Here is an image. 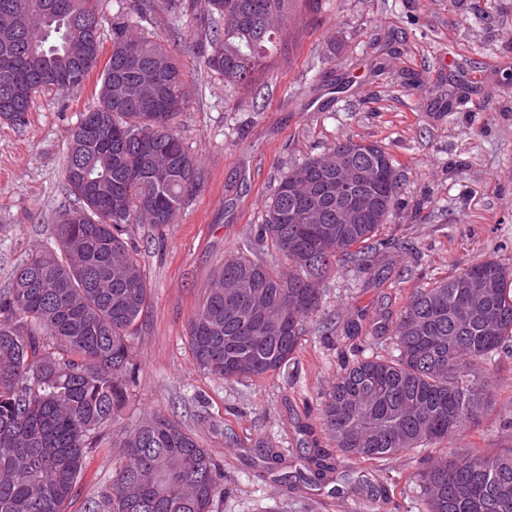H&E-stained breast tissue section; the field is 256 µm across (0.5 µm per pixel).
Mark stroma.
Here are the masks:
<instances>
[{"instance_id": "35a3bbf8", "label": "stroma", "mask_w": 512, "mask_h": 512, "mask_svg": "<svg viewBox=\"0 0 512 512\" xmlns=\"http://www.w3.org/2000/svg\"><path fill=\"white\" fill-rule=\"evenodd\" d=\"M183 3L180 18L156 14L146 34L180 52L189 102L175 131L198 156L203 184L175 223L134 228L150 300L130 339L137 371L120 423L156 411L192 433L224 470L228 492L215 512H418L410 476L444 444L370 472L340 460L324 481L302 475L311 449L333 448L320 403L353 347L391 356L376 328L416 289L479 259L512 264V0H296L285 43L244 89L206 72L195 48L208 29L200 0ZM455 79L470 94L435 103ZM96 102L91 82L45 91L25 127L0 123V290L31 249L54 239L68 132ZM348 137L396 162L399 205L377 234L374 272L344 269L326 281L286 371L215 379L187 336L213 273L240 249L287 268L282 254L255 246L252 227L288 169ZM353 321L362 330L346 336ZM491 394L461 447H512V353L501 355ZM119 459L103 428L67 512H86Z\"/></svg>"}]
</instances>
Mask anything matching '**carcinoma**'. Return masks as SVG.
Segmentation results:
<instances>
[{"label": "carcinoma", "mask_w": 512, "mask_h": 512, "mask_svg": "<svg viewBox=\"0 0 512 512\" xmlns=\"http://www.w3.org/2000/svg\"><path fill=\"white\" fill-rule=\"evenodd\" d=\"M293 0H205L213 35L204 65L246 86L283 39ZM102 0H0V121L22 127L39 91L74 92L100 70L97 104L69 133L56 246L32 250L0 291V512H66L89 450L117 424L134 377L129 337L149 288L129 245L137 224H172L196 193L201 170L174 130L188 103L173 51L138 32L180 0H126L107 18L112 50L98 67ZM380 170L355 191L371 203L357 224L336 223V171L312 157L289 169L258 237L289 261L281 272L243 252L224 257L188 321L196 361L231 383L288 367L323 285L340 268L368 270L372 240L396 206L391 156H360ZM397 355L359 358L336 376L322 425L337 452L374 464L454 437L492 406L481 380L512 347V268L476 261L416 290L390 336ZM112 445L124 463L92 512H213L224 474L176 420L151 413ZM313 479L334 469L310 457ZM420 512H512V448H450L414 473Z\"/></svg>", "instance_id": "carcinoma-1"}]
</instances>
